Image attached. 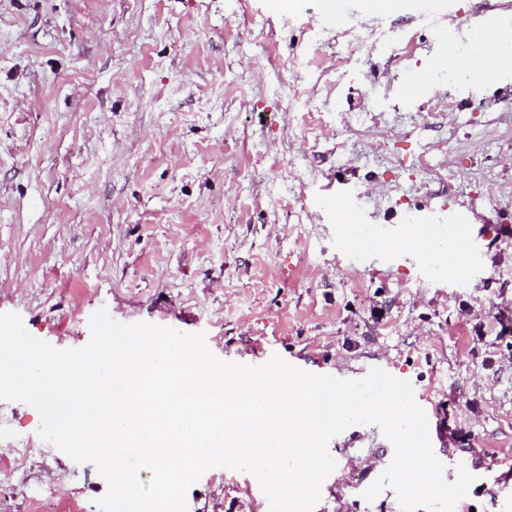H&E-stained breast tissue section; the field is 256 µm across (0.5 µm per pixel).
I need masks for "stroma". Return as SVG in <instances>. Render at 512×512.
Masks as SVG:
<instances>
[{"instance_id": "35a3bbf8", "label": "stroma", "mask_w": 512, "mask_h": 512, "mask_svg": "<svg viewBox=\"0 0 512 512\" xmlns=\"http://www.w3.org/2000/svg\"><path fill=\"white\" fill-rule=\"evenodd\" d=\"M0 0V313L63 351L99 309L204 333L236 362L277 355L339 379L381 368L423 404L444 477L473 475L454 512H512V243L475 263L381 258V231L442 207L512 225V67L482 23L512 0ZM358 200L354 252L326 187ZM0 400V512H98L107 490ZM374 424L328 445L314 512H401L364 490L394 454ZM187 512H269L252 474L215 467ZM484 39L493 48L495 56L493 63H477L472 61H461L454 55L446 57L447 62L441 63L452 68H470L480 66L485 73H493L499 67H506L512 63V40L511 46L505 44V36L503 32L496 28H488L484 31Z\"/></svg>"}]
</instances>
